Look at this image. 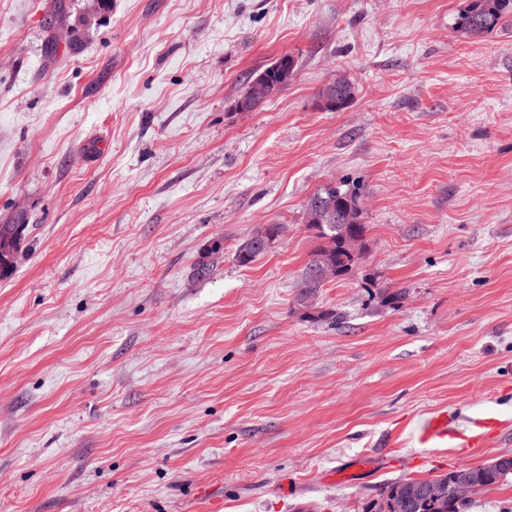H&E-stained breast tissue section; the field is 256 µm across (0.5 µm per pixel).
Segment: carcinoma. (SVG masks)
Returning <instances> with one entry per match:
<instances>
[{"label": "carcinoma", "mask_w": 512, "mask_h": 512, "mask_svg": "<svg viewBox=\"0 0 512 512\" xmlns=\"http://www.w3.org/2000/svg\"><path fill=\"white\" fill-rule=\"evenodd\" d=\"M512 15V0H467L464 9L454 19V27L471 37H480L497 27L502 19ZM354 96V86L349 82L336 80V109L341 110ZM330 204L335 209V219L327 224L307 220L308 226L315 231L316 238L322 241L306 263L301 283H306L310 271L321 260H328L337 267L339 275H344L361 259V255L351 254L345 248L344 233L346 225L355 226L358 233L365 231L363 212L359 210L358 195L355 190L342 182L334 186L323 185L308 199L306 206L317 202ZM27 224H0V236H10L23 245ZM264 254L260 249L246 248L242 241L236 247L234 259L241 266H247L258 256ZM467 472L472 486V495L468 499L454 496L453 490L461 472ZM512 479V461L502 465L492 459L482 465L463 469H452L431 480L417 478H398L386 483L378 500L372 502L369 512H395L394 505L399 503L406 492L433 483L443 494L433 499L420 495L409 502L407 512H471L476 497L487 490L494 489Z\"/></svg>", "instance_id": "cac0c4a2"}]
</instances>
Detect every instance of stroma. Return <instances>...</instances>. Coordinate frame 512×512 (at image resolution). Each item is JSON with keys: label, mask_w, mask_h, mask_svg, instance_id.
Here are the masks:
<instances>
[{"label": "stroma", "mask_w": 512, "mask_h": 512, "mask_svg": "<svg viewBox=\"0 0 512 512\" xmlns=\"http://www.w3.org/2000/svg\"><path fill=\"white\" fill-rule=\"evenodd\" d=\"M463 3L0 0V224L28 225L0 279V512H365L512 454V18L471 38ZM336 78L354 99L321 109ZM330 181L364 248L306 308ZM442 411L506 426L413 447ZM289 61L288 54L283 55L279 58L278 65H277V75L279 82H273L269 76L266 74H271L272 71V65L266 68L262 73L255 77V79L251 82L252 85V94L249 99H241L245 98L248 94L247 87L244 91V93L241 96V100L239 101V108L243 112H249L252 110V101L256 99H268L273 98L278 95V90L280 85L288 81V78L291 76L292 68H296V61L294 59L291 60V67H289ZM269 100V99H268Z\"/></svg>", "instance_id": "1"}]
</instances>
